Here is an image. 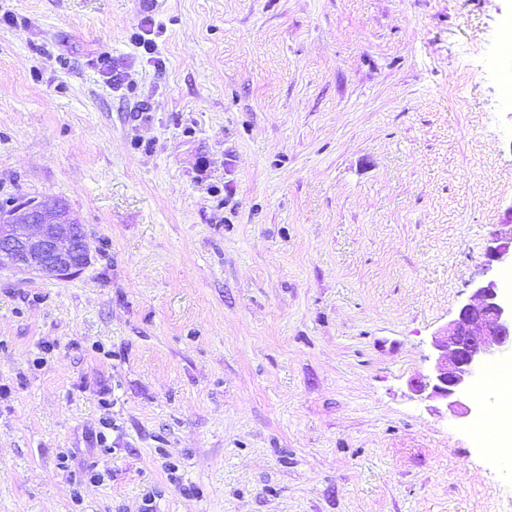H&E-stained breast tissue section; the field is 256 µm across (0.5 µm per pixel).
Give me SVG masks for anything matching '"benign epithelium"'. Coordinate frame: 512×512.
<instances>
[{
  "mask_svg": "<svg viewBox=\"0 0 512 512\" xmlns=\"http://www.w3.org/2000/svg\"><path fill=\"white\" fill-rule=\"evenodd\" d=\"M41 196L13 212L0 210V268L67 279L90 261L87 232L72 211L44 203ZM489 262L512 267V229L488 247ZM437 356L417 377L414 391L449 402L467 415L464 402L479 385L482 368L512 354V296L493 281L475 285L458 317L434 335Z\"/></svg>",
  "mask_w": 512,
  "mask_h": 512,
  "instance_id": "1",
  "label": "benign epithelium"
}]
</instances>
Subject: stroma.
<instances>
[{
    "label": "stroma",
    "instance_id": "stroma-1",
    "mask_svg": "<svg viewBox=\"0 0 512 512\" xmlns=\"http://www.w3.org/2000/svg\"><path fill=\"white\" fill-rule=\"evenodd\" d=\"M512 0H0V512H512L410 389L512 219ZM124 72L108 80L111 69ZM25 199L15 211L0 210V268L19 273L73 277L90 261L87 232L67 203V213L47 196ZM76 220V221H73ZM79 221V222H78Z\"/></svg>",
    "mask_w": 512,
    "mask_h": 512
}]
</instances>
